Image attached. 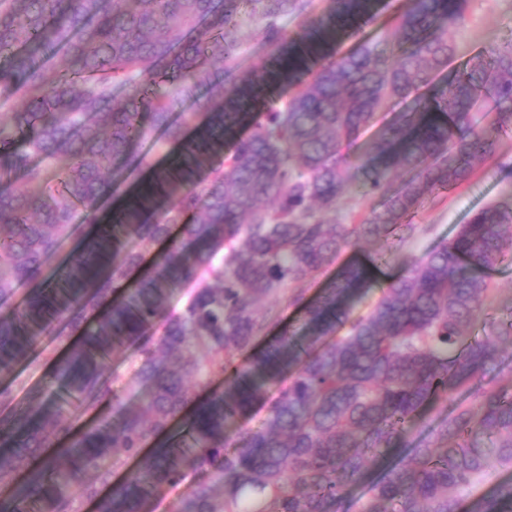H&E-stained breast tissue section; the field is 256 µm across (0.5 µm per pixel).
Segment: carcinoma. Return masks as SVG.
Instances as JSON below:
<instances>
[{"label":"carcinoma","instance_id":"1","mask_svg":"<svg viewBox=\"0 0 512 512\" xmlns=\"http://www.w3.org/2000/svg\"><path fill=\"white\" fill-rule=\"evenodd\" d=\"M468 3L405 0L394 28L341 53L336 33L374 19V0H329L322 13L314 0H0V371L68 329L82 340L56 362L57 381L84 412L116 414L79 427L39 396L16 410L1 387L0 482L12 488L0 512H69L85 473L136 458L141 469L98 512H147L162 488L208 472L218 481L194 483L184 512H341L378 468L361 512H459L463 490L512 469V388L484 381L512 349V319L474 334L490 273L512 257V203L400 258L425 232L414 210L469 182L512 132L511 42L448 90L415 96L455 55ZM245 14L267 47L254 76L238 63ZM290 15L302 17L293 37ZM277 76L288 93L264 109ZM202 87L204 119L186 138L171 112ZM408 99L410 111L362 140L380 110ZM148 140L179 144L169 168L43 287L76 211L95 216L115 175L145 163L135 146ZM347 195L365 204L356 224L336 221ZM166 240L130 283L143 247ZM369 240L386 248L306 298L301 285ZM398 260L402 275L356 313L375 270ZM182 283L194 288L175 310ZM292 283L304 333L255 349ZM130 349L121 386L106 363ZM134 388L137 406L125 400ZM271 388L262 425L242 427ZM454 393L448 417L409 445L425 408ZM161 436L165 450L142 456ZM46 448L56 456L19 471ZM471 512H512V484Z\"/></svg>","mask_w":512,"mask_h":512}]
</instances>
